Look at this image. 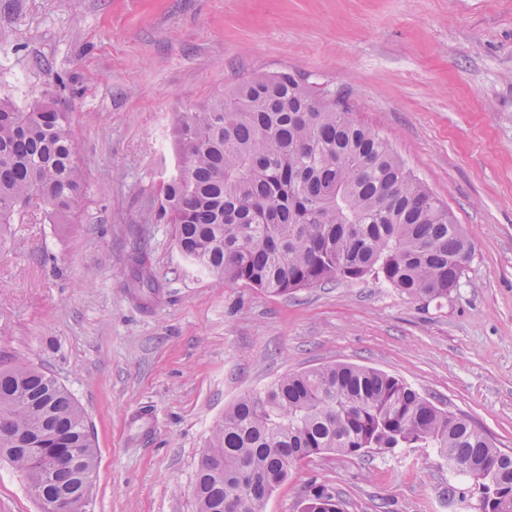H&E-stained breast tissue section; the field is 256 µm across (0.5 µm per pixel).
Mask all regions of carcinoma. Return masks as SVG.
<instances>
[{
	"label": "carcinoma",
	"mask_w": 512,
	"mask_h": 512,
	"mask_svg": "<svg viewBox=\"0 0 512 512\" xmlns=\"http://www.w3.org/2000/svg\"><path fill=\"white\" fill-rule=\"evenodd\" d=\"M177 163L154 220L219 280L274 296L374 273L410 297H448L471 250L460 225L336 93L297 72L257 77L176 117ZM85 179L68 113L52 94L20 108L0 99V233L41 201L48 223L75 214ZM73 394L41 368L0 367V458L28 488L75 496L80 512L97 448ZM37 448H70L73 463L45 466ZM435 448L448 466L488 477L480 512H512V451L468 419L437 407L403 380L336 363L289 374L224 411L198 463L196 512H266L298 462L325 451ZM304 512H340L318 488Z\"/></svg>",
	"instance_id": "1"
}]
</instances>
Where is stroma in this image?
Wrapping results in <instances>:
<instances>
[{
	"label": "stroma",
	"mask_w": 512,
	"mask_h": 512,
	"mask_svg": "<svg viewBox=\"0 0 512 512\" xmlns=\"http://www.w3.org/2000/svg\"><path fill=\"white\" fill-rule=\"evenodd\" d=\"M281 70L384 135L472 248L447 298L367 276L273 296L191 266L152 215L178 113ZM55 92L85 193L0 244V366L27 362L84 410L83 512H196L198 462L242 394L336 362L394 375L512 448V0H0V98ZM159 283L135 293L136 258ZM325 488L344 512H478L430 448L299 462L267 512ZM0 512H39L0 462Z\"/></svg>",
	"instance_id": "stroma-1"
}]
</instances>
